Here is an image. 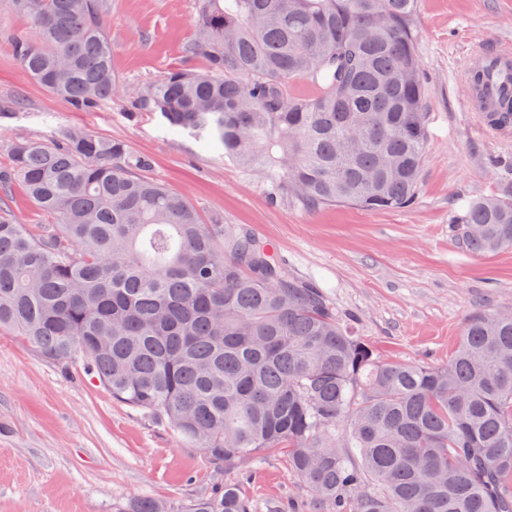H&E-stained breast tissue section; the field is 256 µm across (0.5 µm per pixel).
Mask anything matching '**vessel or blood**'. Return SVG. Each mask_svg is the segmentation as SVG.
Instances as JSON below:
<instances>
[{"mask_svg": "<svg viewBox=\"0 0 512 512\" xmlns=\"http://www.w3.org/2000/svg\"><path fill=\"white\" fill-rule=\"evenodd\" d=\"M471 67L480 71L483 79L469 84L468 106L485 113L512 110V46L489 42L478 47Z\"/></svg>", "mask_w": 512, "mask_h": 512, "instance_id": "1", "label": "vessel or blood"}]
</instances>
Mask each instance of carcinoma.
<instances>
[{"label":"carcinoma","mask_w":512,"mask_h":512,"mask_svg":"<svg viewBox=\"0 0 512 512\" xmlns=\"http://www.w3.org/2000/svg\"><path fill=\"white\" fill-rule=\"evenodd\" d=\"M416 2L197 0L190 53L204 67L129 96L264 176L277 200L408 208L428 140ZM11 4L39 32L14 55L43 89L76 108L120 91L107 0ZM299 81L314 93H293ZM9 154L0 183L21 182L57 230L36 239L0 209V328L63 369L82 360L218 469L285 450L329 512H512V313L470 317L445 365L381 362L269 244L202 223L137 174L147 159L124 142L75 131L14 139ZM451 223L493 254L512 245V196L473 199ZM112 512L255 508L226 482L176 509L145 497Z\"/></svg>","instance_id":"1"}]
</instances>
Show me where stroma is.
Returning a JSON list of instances; mask_svg holds the SVG:
<instances>
[{"mask_svg": "<svg viewBox=\"0 0 512 512\" xmlns=\"http://www.w3.org/2000/svg\"><path fill=\"white\" fill-rule=\"evenodd\" d=\"M195 15L194 0H110L105 28L119 79L134 85L202 68L187 52ZM414 28L429 94L422 186L411 207L278 202L252 170L170 130L126 96L73 107L16 61L15 37L36 31L10 0H0V170L10 167L7 145L16 138L60 143L82 130L124 141L148 159L142 176L186 196L204 222L218 219L273 245L289 273L321 288L377 357L447 363L470 315L512 308V247L473 255L450 222L465 200L512 189V141L481 129L466 107L465 76L474 46L512 42V0H418ZM0 207L35 237L51 222L17 181L0 186ZM228 479L256 512H314L312 491L285 455L218 471L172 428L113 400L81 363L61 370L0 329V512H112L114 502L141 497L177 506Z\"/></svg>", "mask_w": 512, "mask_h": 512, "instance_id": "stroma-1", "label": "stroma"}]
</instances>
